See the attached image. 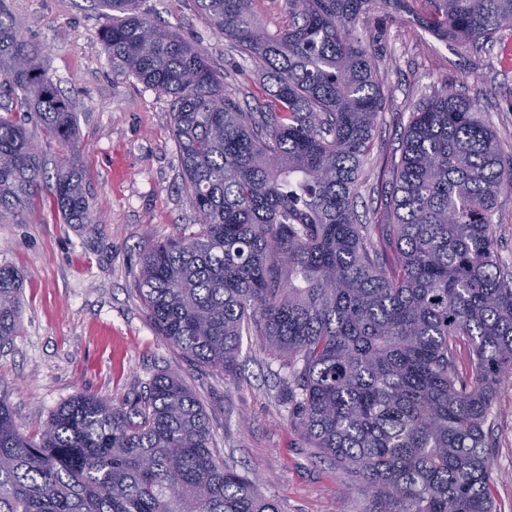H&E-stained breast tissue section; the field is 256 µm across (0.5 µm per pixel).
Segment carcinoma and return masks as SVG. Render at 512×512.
<instances>
[{
	"instance_id": "obj_1",
	"label": "carcinoma",
	"mask_w": 512,
	"mask_h": 512,
	"mask_svg": "<svg viewBox=\"0 0 512 512\" xmlns=\"http://www.w3.org/2000/svg\"><path fill=\"white\" fill-rule=\"evenodd\" d=\"M112 12V71L171 98L198 228L148 247L138 291L166 342L234 369L242 336L279 362L292 424L368 489L364 512H494L485 426L512 374V268L496 249L504 152L475 101L447 90L412 113L379 224L357 213L385 96L360 17L407 0H288L269 31L254 0H195L260 67L245 110L205 51L141 10ZM419 25L460 48L512 28V0H428ZM0 223L53 196L68 224L95 198L73 165L77 117L0 0ZM56 172L49 174L48 165ZM22 284L0 265V344L19 334ZM467 368L455 366L461 338ZM217 456L196 394L161 372L118 404L83 393L35 434L0 395V512H284Z\"/></svg>"
}]
</instances>
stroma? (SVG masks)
<instances>
[{
	"label": "stroma",
	"mask_w": 512,
	"mask_h": 512,
	"mask_svg": "<svg viewBox=\"0 0 512 512\" xmlns=\"http://www.w3.org/2000/svg\"><path fill=\"white\" fill-rule=\"evenodd\" d=\"M26 38L77 116L70 159L95 197L91 223L64 224L50 204L0 224V265L23 283L22 327L0 349V393L22 431L32 433L82 392L115 403L177 373L209 417L220 458L263 480L287 512H363L358 481L321 457L291 422L279 364L259 340L243 337L232 372L204 367L159 336L137 290L139 260L151 244L193 231L198 214L183 187L168 96L115 74L102 49L108 23L98 0H8ZM408 11L363 15L353 34L373 55L386 97L365 163L357 212L381 219V189L400 156L413 112L458 89L477 100L504 151L512 150V29L494 43L461 50L420 28ZM153 20L205 49L212 68L242 101L259 94L256 64L217 34L194 0H144ZM496 512H512V377L498 387L487 422Z\"/></svg>",
	"instance_id": "stroma-1"
}]
</instances>
